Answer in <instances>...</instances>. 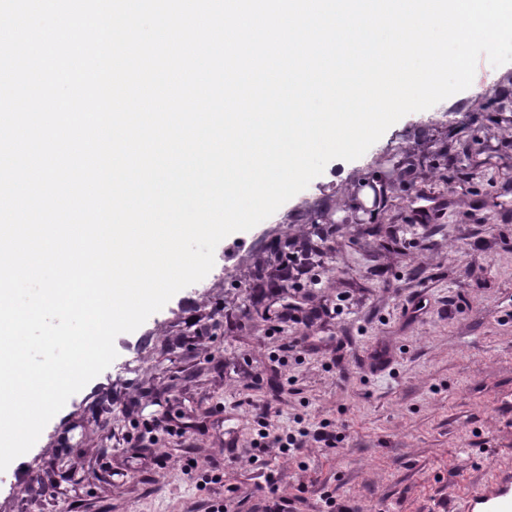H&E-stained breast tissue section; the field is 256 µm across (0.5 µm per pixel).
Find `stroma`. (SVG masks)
<instances>
[{"label": "stroma", "instance_id": "stroma-1", "mask_svg": "<svg viewBox=\"0 0 512 512\" xmlns=\"http://www.w3.org/2000/svg\"><path fill=\"white\" fill-rule=\"evenodd\" d=\"M215 250L8 467L0 512H439L512 471V63ZM389 180L387 201L374 188ZM429 202V221L418 219ZM331 423L283 458L255 446ZM187 426L167 434L168 426ZM218 468L196 487L186 468Z\"/></svg>", "mask_w": 512, "mask_h": 512}]
</instances>
